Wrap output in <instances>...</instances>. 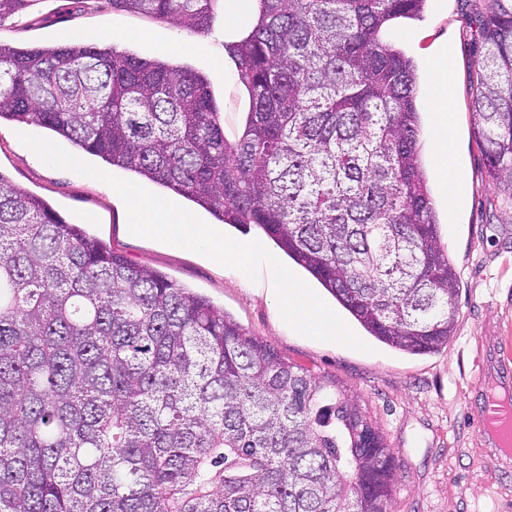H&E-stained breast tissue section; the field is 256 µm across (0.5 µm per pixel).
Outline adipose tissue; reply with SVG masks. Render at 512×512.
<instances>
[{"instance_id": "adipose-tissue-1", "label": "adipose tissue", "mask_w": 512, "mask_h": 512, "mask_svg": "<svg viewBox=\"0 0 512 512\" xmlns=\"http://www.w3.org/2000/svg\"><path fill=\"white\" fill-rule=\"evenodd\" d=\"M430 83L426 97L434 114L432 152L449 209H456L466 179L454 152L453 98L448 93V51L440 49L430 59Z\"/></svg>"}]
</instances>
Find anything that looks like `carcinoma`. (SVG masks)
Returning <instances> with one entry per match:
<instances>
[{"instance_id": "1", "label": "carcinoma", "mask_w": 512, "mask_h": 512, "mask_svg": "<svg viewBox=\"0 0 512 512\" xmlns=\"http://www.w3.org/2000/svg\"><path fill=\"white\" fill-rule=\"evenodd\" d=\"M36 0H0V25ZM216 0H108L204 29ZM428 0H259L229 47L251 100L79 40L0 44V119L262 229L382 343L434 353L459 280L419 149L417 73L385 42ZM474 124L512 191V0L476 20ZM395 458L336 380L129 263L0 174V512H388Z\"/></svg>"}]
</instances>
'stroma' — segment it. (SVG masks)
Instances as JSON below:
<instances>
[{
  "instance_id": "obj_1",
  "label": "stroma",
  "mask_w": 512,
  "mask_h": 512,
  "mask_svg": "<svg viewBox=\"0 0 512 512\" xmlns=\"http://www.w3.org/2000/svg\"><path fill=\"white\" fill-rule=\"evenodd\" d=\"M489 4L429 0L422 18L395 23L385 33L417 63L419 90L428 85L432 48L448 45L455 72V153L466 176L456 212L448 211L435 177L433 115L421 114V153L441 244L459 274L454 334L431 354L391 348L354 321L349 327L365 343L362 351L297 333L270 299L266 274L246 282L201 254L131 234L125 205L111 186L42 166L21 142V125L0 123V172L13 184L46 200L67 222L82 225L132 264L159 271L223 307L283 357L312 373L335 376L394 454L398 482L390 512H512V462L497 460L476 427L487 383L512 388V196L489 176L473 118L480 57L474 22ZM90 30L112 33L117 50L142 57L157 55L153 37L160 33L192 44V51L175 53V60L209 76L225 135L239 131L250 103L225 49L230 37L223 5H216L208 28L191 32L113 10L105 0H38L25 17L0 26V42L63 44Z\"/></svg>"
}]
</instances>
